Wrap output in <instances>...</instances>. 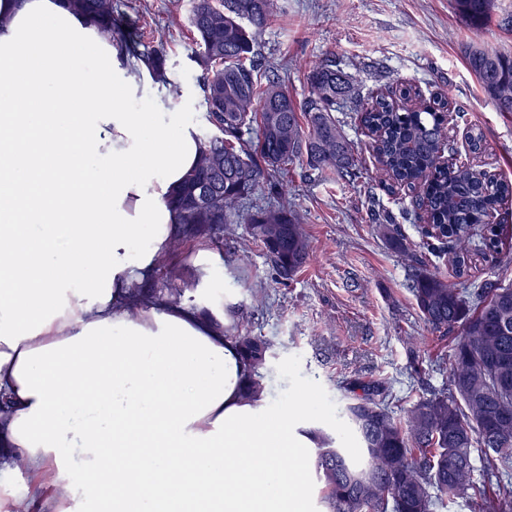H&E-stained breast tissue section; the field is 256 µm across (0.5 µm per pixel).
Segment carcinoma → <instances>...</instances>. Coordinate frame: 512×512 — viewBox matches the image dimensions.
Returning <instances> with one entry per match:
<instances>
[{
  "label": "carcinoma",
  "mask_w": 512,
  "mask_h": 512,
  "mask_svg": "<svg viewBox=\"0 0 512 512\" xmlns=\"http://www.w3.org/2000/svg\"><path fill=\"white\" fill-rule=\"evenodd\" d=\"M97 22L101 34L121 44L169 86L173 103L182 96L168 75L166 38L142 44L121 25L114 0H69ZM497 0H453L456 14L480 37ZM275 15L274 0H192L188 26L195 50L190 59L202 70L201 91L211 132L203 137L199 162L173 193L177 212L175 242L218 239L232 224H244L263 249L275 280L286 284L310 259V242L300 216L288 202L244 212L239 204L264 183L284 197L288 165L306 158L313 171L329 170L353 180L361 162L336 124V104L351 97L353 79L331 60L314 63L301 101L278 74L266 73L256 47ZM468 69L498 112L512 114V53L483 43L464 49ZM448 100H422L419 91L400 85L362 108L359 120L372 138L379 182L407 187L416 194L428 225L430 250L448 244V262L460 282L423 267L410 252L397 225L373 214L379 236L414 262L408 281L418 317L453 352L448 391L433 392L396 417L390 388L353 380L354 393L340 418L358 442L352 455L341 442L316 431L315 467L332 512H435L458 497L471 499L472 512H489L496 499L512 512V474L491 487L474 480L478 448L488 471L512 458V283L486 279L464 287L473 255L502 253L503 226L486 218L512 198V184L468 163L444 164L448 139ZM257 128L253 141L245 132ZM479 244H474V237ZM181 277L166 273L159 288L141 283L131 289L133 304L145 298L181 300ZM236 341L247 369L243 396L264 399V369L271 341L240 322L225 330ZM362 394H355L356 390Z\"/></svg>",
  "instance_id": "carcinoma-1"
}]
</instances>
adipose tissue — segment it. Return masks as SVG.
Returning a JSON list of instances; mask_svg holds the SVG:
<instances>
[{"label":"adipose tissue","mask_w":512,"mask_h":512,"mask_svg":"<svg viewBox=\"0 0 512 512\" xmlns=\"http://www.w3.org/2000/svg\"><path fill=\"white\" fill-rule=\"evenodd\" d=\"M92 54L85 83L73 64ZM201 141L67 0H0V507L309 512L318 394L242 397L223 301L127 290L172 251Z\"/></svg>","instance_id":"obj_1"}]
</instances>
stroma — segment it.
Returning a JSON list of instances; mask_svg holds the SVG:
<instances>
[{"instance_id": "stroma-1", "label": "stroma", "mask_w": 512, "mask_h": 512, "mask_svg": "<svg viewBox=\"0 0 512 512\" xmlns=\"http://www.w3.org/2000/svg\"><path fill=\"white\" fill-rule=\"evenodd\" d=\"M276 17L258 56L276 67L296 99L307 94L312 62L328 58L355 77L359 96L410 83L424 96L447 94L452 115L448 135L458 161L512 182V114L496 111L468 70L463 44L473 34L456 15L452 0H275ZM190 0H117V13L142 40L169 36V73L182 88L179 111L206 133L202 71L189 59L186 25ZM336 120L353 142L363 175L348 181L322 175L297 162L288 168V201L302 217L311 259L289 285L275 283L259 245L237 225L233 235L212 243L232 247L244 269L225 267L211 288L199 287L189 246L167 258L180 274L185 299L205 302L224 294L225 309L251 311L254 289H263L267 311L247 329L272 340L265 371L267 399L283 402L304 386L319 396L318 427L335 433L338 410L350 397L349 378L387 382L400 405L426 389L448 386L452 344L438 341L417 316L406 288L408 261L377 236L372 211L387 213L412 246L422 241L423 222L413 191L374 186L377 163L352 103L337 106ZM479 128L482 154L469 153L467 133ZM428 374L427 386L411 384L413 368Z\"/></svg>"}]
</instances>
